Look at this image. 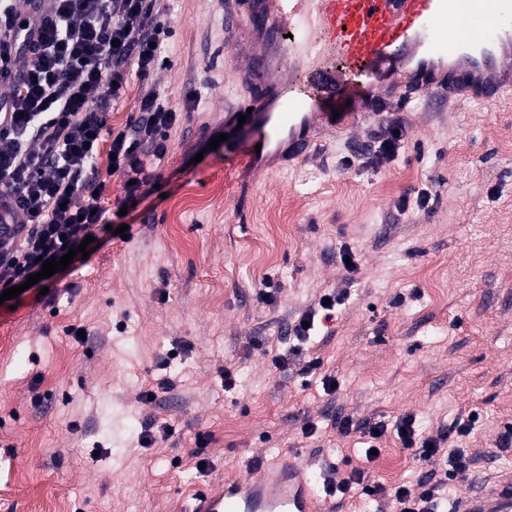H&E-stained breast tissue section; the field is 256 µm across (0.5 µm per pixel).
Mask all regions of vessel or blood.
<instances>
[{"label": "vessel or blood", "mask_w": 512, "mask_h": 512, "mask_svg": "<svg viewBox=\"0 0 512 512\" xmlns=\"http://www.w3.org/2000/svg\"><path fill=\"white\" fill-rule=\"evenodd\" d=\"M456 10L457 0H241L228 22L249 35L240 51L260 92L248 106L262 123L260 147L247 149L245 162L268 170L288 146L305 157L331 124L317 94L347 82L362 83L370 99L383 77L394 92L419 86L434 99L464 90L489 102L511 91L497 45L449 42ZM315 482L300 454L286 453L196 490L189 512H333ZM464 512H512V477L468 497Z\"/></svg>", "instance_id": "1"}]
</instances>
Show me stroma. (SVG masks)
Returning a JSON list of instances; mask_svg holds the SVG:
<instances>
[{"mask_svg":"<svg viewBox=\"0 0 512 512\" xmlns=\"http://www.w3.org/2000/svg\"><path fill=\"white\" fill-rule=\"evenodd\" d=\"M224 2L155 0L172 35L153 84L174 104L197 94L198 110L172 132L157 187L129 202L112 179L113 228L88 259L58 272L51 295L32 287L0 304V512H40L51 490L66 512H183L197 487L287 451L322 479L362 463L358 436L332 426L347 415L391 426L410 414L467 449L475 462L449 500L512 475V450L496 445L512 423V94L437 105L409 88L357 128L322 135L307 158L257 173L241 163L257 123L209 147L248 91ZM391 120L403 126L396 155L356 159ZM423 189L437 200L421 209ZM345 245L357 272L340 263ZM336 288L351 296L333 334L309 347L316 376L275 368L269 349ZM266 290L273 304L258 302ZM165 376L174 389L146 401ZM472 412L469 436H445ZM151 421L174 432L144 448ZM379 446L375 479L421 476L394 432Z\"/></svg>","mask_w":512,"mask_h":512,"instance_id":"35a3bbf8","label":"stroma"}]
</instances>
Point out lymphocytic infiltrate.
I'll return each mask as SVG.
<instances>
[{"mask_svg": "<svg viewBox=\"0 0 512 512\" xmlns=\"http://www.w3.org/2000/svg\"><path fill=\"white\" fill-rule=\"evenodd\" d=\"M153 0H0V199L14 202L16 225L0 232V293L23 284L45 261L77 248L106 226L109 179L120 176L127 200L157 179L145 156L164 158L184 113L196 111L195 96L174 108L168 96L150 90L119 132L108 116L130 76L147 80L168 47L169 23H149ZM106 167H99V157ZM329 305L305 312L289 329L287 352L275 353L280 367L296 358L300 374L321 368L304 347L328 330L349 298L347 289L329 291ZM403 448L425 467L419 479L394 488L372 480L367 464L330 477L325 493L360 490L372 502L389 501L393 512H443L449 481L466 478L474 463L463 448L442 449L422 436L413 416L395 423Z\"/></svg>", "mask_w": 512, "mask_h": 512, "instance_id": "obj_1", "label": "lymphocytic infiltrate"}]
</instances>
